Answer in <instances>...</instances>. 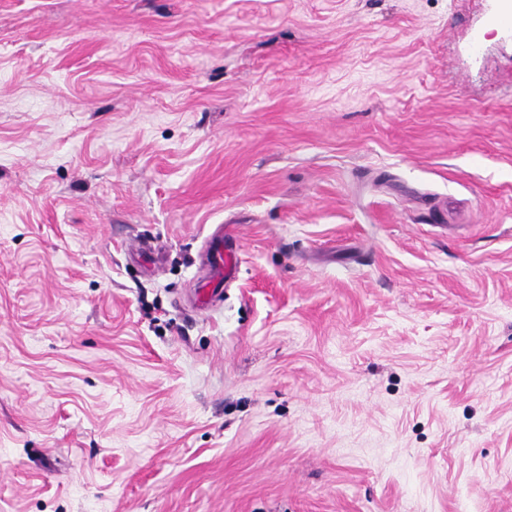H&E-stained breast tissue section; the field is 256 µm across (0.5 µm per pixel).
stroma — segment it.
I'll use <instances>...</instances> for the list:
<instances>
[{"mask_svg":"<svg viewBox=\"0 0 512 512\" xmlns=\"http://www.w3.org/2000/svg\"><path fill=\"white\" fill-rule=\"evenodd\" d=\"M0 512H512V0H0ZM233 242L234 247L228 243ZM236 238L233 235L226 234L225 239L216 245L209 256V266L212 273V279L222 280L229 278L235 270V259L237 251L235 249Z\"/></svg>","mask_w":512,"mask_h":512,"instance_id":"obj_1","label":"stroma"}]
</instances>
